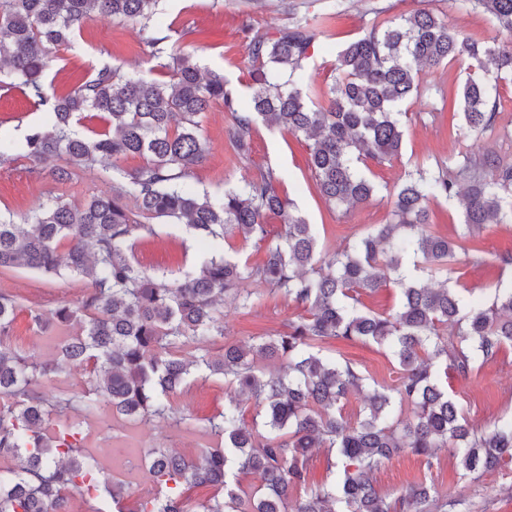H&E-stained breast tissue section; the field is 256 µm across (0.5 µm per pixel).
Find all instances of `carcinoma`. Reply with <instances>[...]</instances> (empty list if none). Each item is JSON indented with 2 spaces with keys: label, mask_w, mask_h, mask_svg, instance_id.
<instances>
[{
  "label": "carcinoma",
  "mask_w": 512,
  "mask_h": 512,
  "mask_svg": "<svg viewBox=\"0 0 512 512\" xmlns=\"http://www.w3.org/2000/svg\"><path fill=\"white\" fill-rule=\"evenodd\" d=\"M158 0H3L0 4V74L24 86L49 120L24 142H0V164L21 148L38 172L60 182L77 169L139 155L146 163L109 193L76 203L62 197L43 202L22 223L0 215V270L24 268L44 275L61 269L86 282L80 301L32 316L46 330L78 324L61 346L63 363L78 367L85 381L66 397L49 400L38 387L60 366L35 363L7 343L18 308L0 292V512H52L55 502L84 498L88 512H188L184 490L208 486L215 494L200 512H431L432 487L419 484L392 500L369 474L403 452L431 458L451 449L461 476L512 462V421L475 429L445 391L434 366L460 375L512 344V289L488 307L461 313L454 291L408 272L413 257L436 275L458 254L482 251L479 233L512 220V164L458 153V172H475L460 187L450 170L418 168L400 186H379L366 175L400 153L403 106L419 91L418 75L454 61L468 62L459 94V115L472 131L495 126L499 82L512 80V43L489 44L452 31L421 10L394 20L373 21L342 48L328 89L300 85L298 75L324 31L314 25L255 32L247 44L255 67L250 105L224 76L205 73L187 55L169 54L161 64L170 80L128 77L110 66L65 95H48L44 75L54 53L71 45L98 15L140 23L142 43L154 58L166 53L168 36L154 23ZM481 6L512 35V0H458ZM220 102L232 116L229 143L249 158L257 121L284 127L307 141L309 168L331 207H353L385 193L392 222L355 237L348 250L328 256L313 225L282 196L272 169L243 179L212 199L184 187L188 170L206 154L198 117ZM91 109L110 117L112 129L90 139L77 129ZM65 165L60 166L58 162ZM457 200L465 233L455 241L435 232L429 203ZM134 202L135 208L129 207ZM281 218L283 231L257 263L224 252L234 235L262 243L266 218ZM183 224L212 249L195 272L149 275L135 264V232L154 233L150 219ZM392 280L401 290L393 313L366 309L361 296ZM252 281L291 300L303 314L288 330L255 343H218L224 336L220 306L234 294L252 306ZM332 341L387 346L401 376L393 387L368 388L346 362L323 354ZM219 375L234 388L224 411L209 420L224 436V449L188 459L169 448H150L140 465L159 493L130 504L121 487L103 475L84 451L83 420L106 409L135 422L181 421L170 398L199 378ZM364 394L355 421L341 411L348 395ZM253 402L247 424L243 402ZM408 405L405 419L395 407ZM78 419L46 434L53 416L66 410ZM321 448L337 452V481L309 488L308 461ZM259 476L261 485L242 495L229 475ZM303 489V499L289 498Z\"/></svg>",
  "instance_id": "cac0c4a2"
}]
</instances>
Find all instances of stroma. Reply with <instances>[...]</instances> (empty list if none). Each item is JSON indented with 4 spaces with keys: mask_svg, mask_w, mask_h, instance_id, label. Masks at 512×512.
<instances>
[{
    "mask_svg": "<svg viewBox=\"0 0 512 512\" xmlns=\"http://www.w3.org/2000/svg\"><path fill=\"white\" fill-rule=\"evenodd\" d=\"M338 4L343 16L328 36L314 45L303 72L304 85L321 89L331 82V65L345 44L363 34L375 18H397L419 10L435 13L461 35L480 41L505 40L494 16L483 9H459L454 0H161L156 16L175 49L191 56L201 67L224 75L240 98H247L252 82V63L246 44L254 32L274 31L296 22L312 21ZM120 68L123 74L141 73L164 78L157 59L141 44L134 22L100 16L88 22L70 48L60 51L49 69L48 92L64 94L92 78L104 66ZM466 66L453 62L424 71L420 91L407 104L404 143L401 152L373 166L369 176L390 187L404 182L417 168L435 171L453 164L458 152L479 157L496 153L512 162V81L501 83L498 120L494 131L477 134L465 126L452 125L448 98L462 86ZM45 112L26 95L7 93L0 85V138L23 140L31 127L43 124ZM201 133L208 152L193 166L186 184L196 191L219 197L225 188L242 179L275 170L283 181L280 191L290 198L320 234L330 251L343 249L354 235L392 220L387 199L373 197L350 208H332L321 197L307 166L304 137L285 129L257 123L252 133L249 159L235 158L228 140L230 113L221 103L212 104L200 118ZM112 170L103 166L76 170L73 180L58 184L38 174L32 162L17 155L0 165V211L24 214L53 195L85 200L110 192ZM482 253L459 258L448 267V285L457 291L463 307L491 305L496 289L512 286V222L491 224L481 234ZM133 252L140 267L150 274L164 270L194 269L205 243L189 236L183 227L158 220L153 231H137ZM254 306L246 310L233 297L224 301V339L244 342L251 337L285 329L300 310L282 296L251 285ZM0 292L15 296L18 310L11 344L39 363L54 360L69 328L36 330L32 313L47 312L65 302L81 299L83 281L63 276H45L26 269L0 271ZM336 357L347 361L367 383L397 384L399 366L392 353L374 344L340 346ZM449 394L459 403L469 424L483 428L512 419V345L475 365L467 377L449 373L444 381ZM223 378L197 381L174 398L183 423L144 424L119 418L88 419L85 445L91 451L113 454L122 449L141 455L154 448H173L186 457L205 448H220L224 438L209 427V420L223 411L226 402ZM373 484L381 493L397 495L419 484L434 486L440 494L441 512H512V464L484 473L479 478L460 475L456 457L447 450L433 459L402 455L385 461L373 473Z\"/></svg>",
    "mask_w": 512,
    "mask_h": 512,
    "instance_id": "stroma-1",
    "label": "stroma"
}]
</instances>
